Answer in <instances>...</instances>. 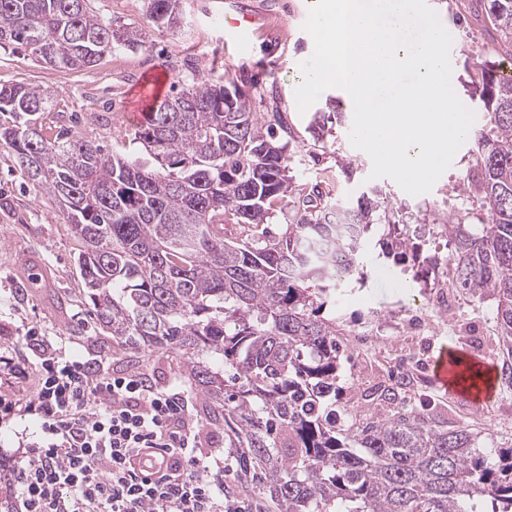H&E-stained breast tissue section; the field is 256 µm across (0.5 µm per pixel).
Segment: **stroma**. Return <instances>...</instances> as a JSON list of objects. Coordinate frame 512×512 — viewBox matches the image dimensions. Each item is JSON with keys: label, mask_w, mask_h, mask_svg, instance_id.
Instances as JSON below:
<instances>
[{"label": "stroma", "mask_w": 512, "mask_h": 512, "mask_svg": "<svg viewBox=\"0 0 512 512\" xmlns=\"http://www.w3.org/2000/svg\"><path fill=\"white\" fill-rule=\"evenodd\" d=\"M313 3L181 0L184 26L167 28L149 21L147 0H94L101 15L142 28L144 46L112 50L95 66L76 70L55 69L35 61L27 52L0 48V84L24 80L42 86L53 100L43 124L76 127L85 139L114 150L132 139L143 110L138 89L151 76L160 75L170 82L180 73L203 77L215 73L256 85L255 110L283 112L294 129L289 164L298 184L305 188L318 184L346 200L372 188L382 190L398 208L408 238L422 243L424 255L448 256V235L438 223V215L451 213L465 224L480 223L485 217L476 198L458 192L476 152L474 139L466 138L432 190L419 196L405 193L390 178L370 179V157L349 141L354 108L346 91L329 88L320 94L313 110L333 103L343 117L331 136L314 142L307 129L313 111L299 112L295 101V90L303 80L299 65L314 51L313 39L303 28ZM428 3L457 44L452 87L475 116H482V102L473 87L475 71L466 67V59L488 61L501 71L512 67V58L497 54L500 34L480 0ZM233 9L258 17L250 51L241 50L214 23L217 16ZM345 160L354 163L349 179L341 171ZM386 232V225H374L373 244L365 259L367 277L361 284L344 283L336 303V320L349 336L373 325L380 327L383 337L402 338L403 350L399 357L386 361L378 352L350 344L339 369L342 403L358 412L371 407V389L407 374L404 365L410 362L417 366L416 373L407 374L410 385L397 403L383 404L384 412H429L449 425H468L478 447L512 448V412L504 416L499 411L502 403L512 401V391L497 388L488 407L476 410L444 395L432 381L431 358L443 345L469 357L474 365H492L495 375H502L506 362L498 346L494 300L462 294L460 304H449L445 316L436 317L429 335L404 337V313L431 295L434 271L425 264L401 274L378 268L375 241ZM77 255V243L55 200L23 178L13 151L0 144V397L24 403L35 393L39 358L23 341L31 328L48 338L54 352L64 356L78 353L99 361L109 375L138 371L159 386L175 380L189 386L170 352L99 351L95 341L100 333L84 297ZM31 424V417L0 412V498L13 510L18 506L15 470L25 454L17 434Z\"/></svg>", "instance_id": "1"}]
</instances>
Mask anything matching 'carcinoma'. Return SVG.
Returning a JSON list of instances; mask_svg holds the SVG:
<instances>
[{
    "mask_svg": "<svg viewBox=\"0 0 512 512\" xmlns=\"http://www.w3.org/2000/svg\"><path fill=\"white\" fill-rule=\"evenodd\" d=\"M512 57V0H487ZM158 25L182 23L181 0H148ZM143 32L97 14L91 0H0V48L20 45L57 69L93 66L116 46H142ZM481 72L486 127L465 190L486 211L480 224L448 213L456 287L496 301L512 357V80ZM48 91L0 85V141L22 175L59 205L79 246L85 297L112 346L161 347L180 359L209 421L230 429L237 489L275 512H512V448L483 451L467 429L420 411L360 416L340 405L336 301L343 279L365 278L372 225L385 265L421 258L419 244L381 216V192L356 201L296 187L292 135L281 112L258 113L233 81L180 76L151 109L131 159L69 127L40 122ZM342 113L313 114L316 141ZM288 208L276 238L261 225ZM226 224H244L245 239Z\"/></svg>",
    "mask_w": 512,
    "mask_h": 512,
    "instance_id": "carcinoma-1",
    "label": "carcinoma"
}]
</instances>
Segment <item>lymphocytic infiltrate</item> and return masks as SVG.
Masks as SVG:
<instances>
[{
    "mask_svg": "<svg viewBox=\"0 0 512 512\" xmlns=\"http://www.w3.org/2000/svg\"><path fill=\"white\" fill-rule=\"evenodd\" d=\"M26 341L44 359L24 408L38 422L22 432L28 455L16 469L24 512H245L224 487L230 457L203 447L180 385L97 375L36 331ZM150 452L157 476L144 480Z\"/></svg>",
    "mask_w": 512,
    "mask_h": 512,
    "instance_id": "lymphocytic-infiltrate-1",
    "label": "lymphocytic infiltrate"
}]
</instances>
